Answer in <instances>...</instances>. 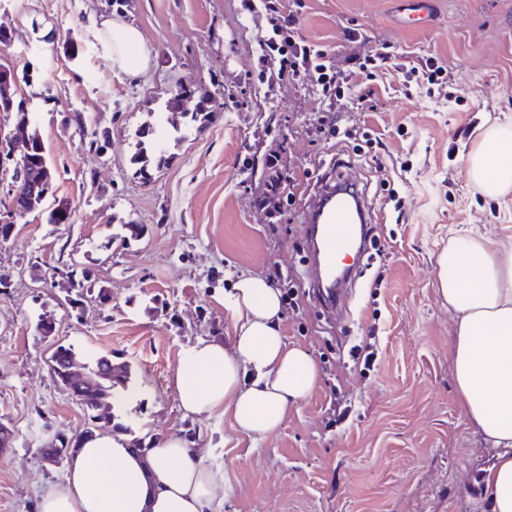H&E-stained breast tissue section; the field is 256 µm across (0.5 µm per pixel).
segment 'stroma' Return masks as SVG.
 Segmentation results:
<instances>
[{"mask_svg": "<svg viewBox=\"0 0 512 512\" xmlns=\"http://www.w3.org/2000/svg\"><path fill=\"white\" fill-rule=\"evenodd\" d=\"M424 22L407 21L400 0H305L298 29L325 49L337 70L380 56L372 95L338 107L351 133L370 132L378 156L318 139L322 111L309 79L276 92L253 84L265 32L240 0H0L14 27L0 55L37 78L22 85L55 168L53 196L72 221L18 224L0 243V423L14 432L0 450V512H37V495L63 469L39 453L56 434L75 437L91 421L55 381L56 345L127 363L136 394L123 406L141 447L176 434L208 451L228 482L224 512H480L481 477L497 451L466 417L455 389V314L437 289V259L468 234L512 246V192L490 198L469 180L465 159L485 130L512 128V0H431ZM137 28L150 51L131 81L98 47L91 18ZM78 30L92 54L61 48ZM447 73L423 80L427 59ZM205 88L219 105L205 127L164 109L176 84ZM82 112L108 130L106 157L85 151L60 127ZM151 125L165 162L150 179L131 157L135 133ZM279 153L297 182L292 220L271 232L257 200L265 161ZM338 157L380 220L386 261H373L342 313L319 308L306 276L303 216L314 194L308 171ZM145 228L139 240L109 245L121 225ZM89 268L112 302H87L77 316L62 305L53 266ZM287 277L297 302L280 330L311 352L320 382L289 407L280 429L260 443L229 416H184L173 386L181 356L203 337L228 339L229 303L240 274ZM55 318L44 335L42 316ZM375 340L380 359L365 368L352 352ZM349 407L332 423L331 399Z\"/></svg>", "mask_w": 512, "mask_h": 512, "instance_id": "stroma-1", "label": "stroma"}]
</instances>
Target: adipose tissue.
<instances>
[{"label":"adipose tissue","mask_w":512,"mask_h":512,"mask_svg":"<svg viewBox=\"0 0 512 512\" xmlns=\"http://www.w3.org/2000/svg\"><path fill=\"white\" fill-rule=\"evenodd\" d=\"M96 33L129 78L148 67L141 34L115 20ZM470 180L487 196L512 188V135L488 130L467 157ZM439 293L456 315L453 376L467 418L499 453L484 477L483 512H512V249L469 236L437 261ZM239 315L231 339L198 340L180 359L174 386L186 415L230 416L253 441L273 435L288 408L319 381L315 359L280 331V293L243 274L233 286ZM227 478L180 437L131 448L110 433L86 438L64 480L47 487L38 512H222Z\"/></svg>","instance_id":"ef3b65f1"}]
</instances>
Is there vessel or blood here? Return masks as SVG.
Masks as SVG:
<instances>
[{"label": "vessel or blood", "instance_id": "b4317fda", "mask_svg": "<svg viewBox=\"0 0 512 512\" xmlns=\"http://www.w3.org/2000/svg\"><path fill=\"white\" fill-rule=\"evenodd\" d=\"M346 180L336 177L321 185V199H332L328 209L312 205L304 215L305 233L312 243V262L308 276L316 293L328 308L344 305L347 285L355 275L354 269H342L347 257H360L362 226L366 221L365 202L351 204L347 198L337 197L336 190Z\"/></svg>", "mask_w": 512, "mask_h": 512}]
</instances>
